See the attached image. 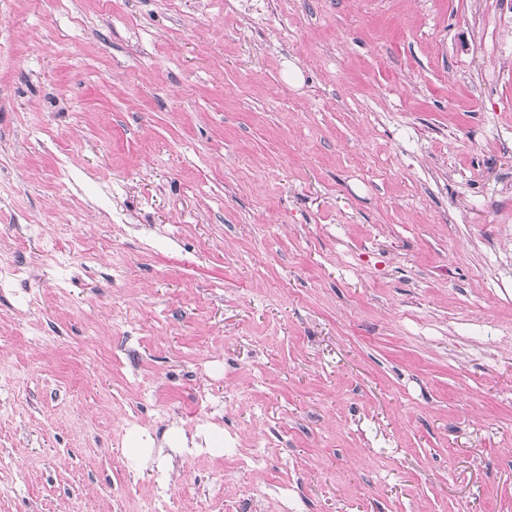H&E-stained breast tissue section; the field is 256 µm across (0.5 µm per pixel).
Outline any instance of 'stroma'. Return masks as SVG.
Instances as JSON below:
<instances>
[{"label":"stroma","instance_id":"1","mask_svg":"<svg viewBox=\"0 0 512 512\" xmlns=\"http://www.w3.org/2000/svg\"><path fill=\"white\" fill-rule=\"evenodd\" d=\"M228 503L512 512V0H0V512Z\"/></svg>","mask_w":512,"mask_h":512}]
</instances>
